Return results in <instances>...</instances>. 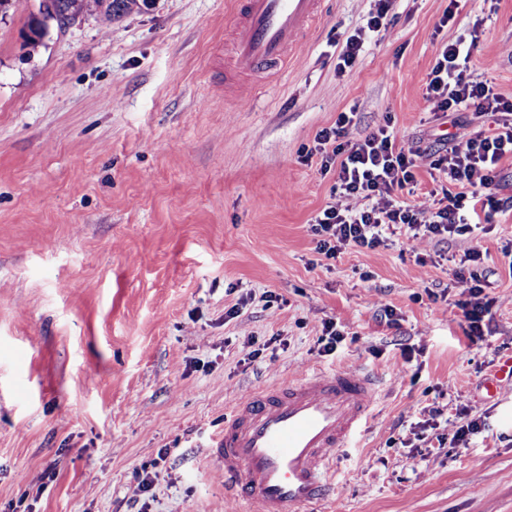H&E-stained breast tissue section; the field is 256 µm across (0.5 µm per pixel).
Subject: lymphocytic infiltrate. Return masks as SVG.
I'll use <instances>...</instances> for the list:
<instances>
[{"instance_id":"1","label":"lymphocytic infiltrate","mask_w":512,"mask_h":512,"mask_svg":"<svg viewBox=\"0 0 512 512\" xmlns=\"http://www.w3.org/2000/svg\"><path fill=\"white\" fill-rule=\"evenodd\" d=\"M479 40L478 29L445 44L431 70L427 99L434 111L473 110L477 115L505 114L491 133L454 136L448 150L429 156V167L440 176L441 196L431 206L417 208L396 200L402 190L417 185L414 172L420 148L398 144L393 129L383 125L364 139L352 142L345 135L354 121L340 113L334 126L320 130L310 155L321 158L322 172H335L330 201L311 221L317 250L335 257L348 246L375 249L384 245L394 229L405 230L408 242L422 243L449 237H468L482 224L493 223L497 214L512 211V197L493 193L500 162L512 157V101L485 81L467 77L471 52ZM481 254L467 250L464 266L454 272L464 333L481 338L482 323L491 313L483 289Z\"/></svg>"}]
</instances>
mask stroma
<instances>
[{
    "label": "stroma",
    "instance_id": "35a3bbf8",
    "mask_svg": "<svg viewBox=\"0 0 512 512\" xmlns=\"http://www.w3.org/2000/svg\"><path fill=\"white\" fill-rule=\"evenodd\" d=\"M38 5L0 14V512H250L210 454L225 407L319 367L377 388L329 512H512V387L485 389L512 355V214L467 239L414 250L399 232L328 259L309 221L335 176L305 157L351 110L353 142L388 124L434 151L487 129L433 112L426 83L441 45L476 25L470 74L512 97V0H459L444 27L448 0H396V24L341 73L336 35L374 0H334L246 105L224 69L234 0H155L31 46ZM473 247L493 314L476 342L452 276ZM328 321L349 336L330 355ZM471 418L481 430L450 447Z\"/></svg>",
    "mask_w": 512,
    "mask_h": 512
}]
</instances>
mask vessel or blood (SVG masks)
Returning <instances> with one entry per match:
<instances>
[{"label":"vessel or blood","instance_id":"obj_1","mask_svg":"<svg viewBox=\"0 0 512 512\" xmlns=\"http://www.w3.org/2000/svg\"><path fill=\"white\" fill-rule=\"evenodd\" d=\"M326 0H238L231 69L259 75L287 64L313 33ZM376 389L365 373L316 370L236 398L212 446L236 499L256 512H317L336 458L368 426Z\"/></svg>","mask_w":512,"mask_h":512}]
</instances>
